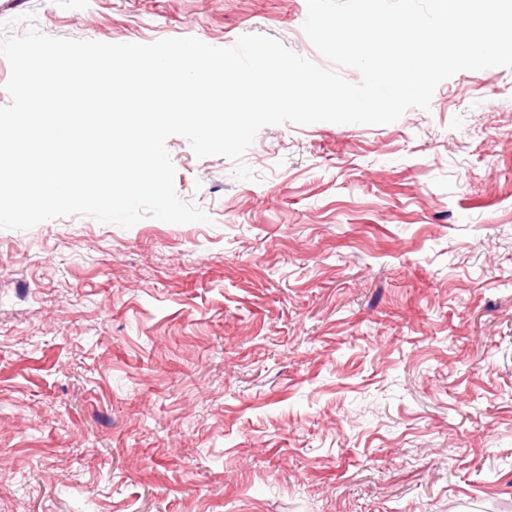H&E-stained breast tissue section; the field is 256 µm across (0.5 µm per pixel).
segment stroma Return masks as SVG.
<instances>
[{"mask_svg": "<svg viewBox=\"0 0 512 512\" xmlns=\"http://www.w3.org/2000/svg\"><path fill=\"white\" fill-rule=\"evenodd\" d=\"M321 67L307 0H0V38ZM206 223L0 229V512H512V68L386 125L166 142Z\"/></svg>", "mask_w": 512, "mask_h": 512, "instance_id": "obj_1", "label": "stroma"}]
</instances>
